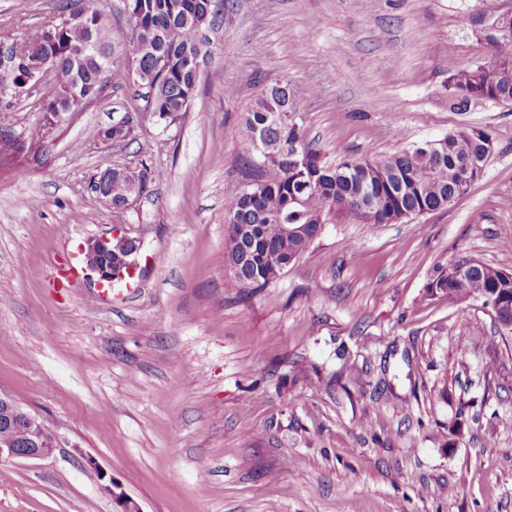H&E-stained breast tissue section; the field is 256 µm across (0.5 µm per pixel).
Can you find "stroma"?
Masks as SVG:
<instances>
[{"mask_svg": "<svg viewBox=\"0 0 512 512\" xmlns=\"http://www.w3.org/2000/svg\"><path fill=\"white\" fill-rule=\"evenodd\" d=\"M512 0H224L182 119L134 141L106 128L145 107L107 87L44 130L52 78L4 121L26 149L0 167V394L60 439L0 460V512H512V334L491 306L427 296L462 257L512 272V104L448 102V59L486 62L471 20ZM58 0H0L22 41ZM111 63L131 61L124 0H93ZM235 63L225 66V55ZM328 159L391 153L462 127L498 146L456 205L400 224L336 219L250 299L224 265V200L247 147L228 136L275 79ZM150 170L125 209L90 180ZM124 225L132 279L102 291L87 242ZM97 471H90V464Z\"/></svg>", "mask_w": 512, "mask_h": 512, "instance_id": "35a3bbf8", "label": "stroma"}]
</instances>
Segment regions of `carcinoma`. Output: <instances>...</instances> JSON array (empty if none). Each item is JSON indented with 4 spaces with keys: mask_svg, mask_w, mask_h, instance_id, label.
<instances>
[{
    "mask_svg": "<svg viewBox=\"0 0 512 512\" xmlns=\"http://www.w3.org/2000/svg\"><path fill=\"white\" fill-rule=\"evenodd\" d=\"M86 2L60 0L56 42L47 45L33 37L23 43L10 80L22 84L31 71L52 64L59 92L43 107L49 129L60 115L73 112L74 93L98 90L101 76L118 86L132 81L148 90L147 112L126 116L134 128L147 120L165 129L176 123L196 91L188 60L204 47V29L218 19L216 0H135L131 30L143 52L127 69L109 64L108 21L100 11L86 10ZM84 12L87 17L78 19ZM494 15L497 23L484 30L481 42L509 69L493 74L479 64L449 61V99L458 110L512 99V7ZM274 83L282 89H264L230 130L250 148L256 138L266 140L263 165L250 163L258 171L255 180L224 202V266L251 293L300 259L324 224L337 216L374 226L451 207L467 194L460 185L464 170L486 166L497 149L490 130L462 128L390 154L330 161L307 142L303 118L293 112L301 96L317 89L286 80ZM23 148L8 127L0 126V159ZM129 196L128 168H112V208L129 207ZM429 295L451 304L480 298L505 313L512 308V276L471 259L460 277L448 265L431 282Z\"/></svg>",
    "mask_w": 512,
    "mask_h": 512,
    "instance_id": "carcinoma-1",
    "label": "carcinoma"
}]
</instances>
